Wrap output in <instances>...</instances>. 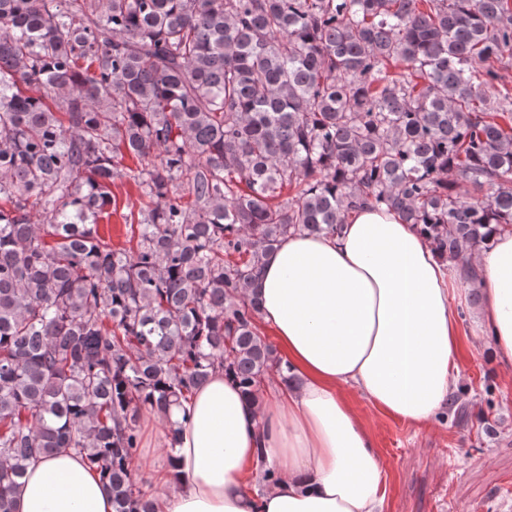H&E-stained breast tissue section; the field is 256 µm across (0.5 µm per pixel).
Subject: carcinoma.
<instances>
[{"instance_id": "1", "label": "carcinoma", "mask_w": 512, "mask_h": 512, "mask_svg": "<svg viewBox=\"0 0 512 512\" xmlns=\"http://www.w3.org/2000/svg\"><path fill=\"white\" fill-rule=\"evenodd\" d=\"M511 64L512 0H0V512L60 450L154 512L142 409L218 366L261 404L288 234L381 205L454 258L511 225ZM112 193L115 196L116 211L113 210L115 205L112 203V218L109 223L101 222L99 227L101 233L111 236L112 244L122 246L126 240L124 215L130 211H138L141 206L140 192L134 185L118 181L112 186Z\"/></svg>"}]
</instances>
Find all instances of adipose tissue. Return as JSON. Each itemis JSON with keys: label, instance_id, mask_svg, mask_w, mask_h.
I'll return each instance as SVG.
<instances>
[{"label": "adipose tissue", "instance_id": "1", "mask_svg": "<svg viewBox=\"0 0 512 512\" xmlns=\"http://www.w3.org/2000/svg\"><path fill=\"white\" fill-rule=\"evenodd\" d=\"M259 322L296 383L256 408L213 372L185 409L173 460L142 459L156 512H382L372 438L345 396L412 425L434 420L456 380L455 300L476 298L475 341L512 365V230L443 261L415 225L366 207L341 234H291L264 259ZM277 480L249 490L256 470ZM15 512H113L98 472L61 452L33 461Z\"/></svg>", "mask_w": 512, "mask_h": 512}]
</instances>
